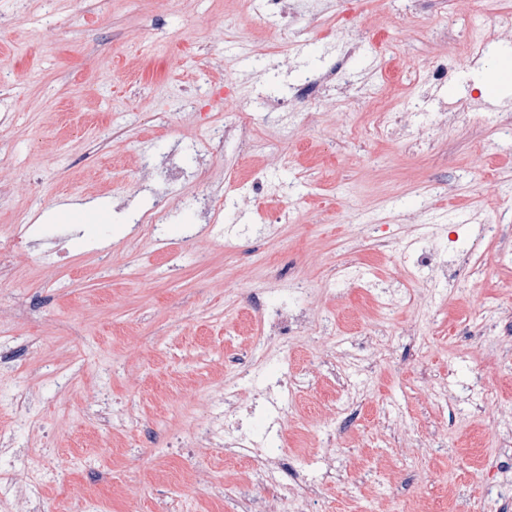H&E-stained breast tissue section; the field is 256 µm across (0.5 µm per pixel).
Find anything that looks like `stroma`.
<instances>
[{"instance_id":"1","label":"stroma","mask_w":512,"mask_h":512,"mask_svg":"<svg viewBox=\"0 0 512 512\" xmlns=\"http://www.w3.org/2000/svg\"><path fill=\"white\" fill-rule=\"evenodd\" d=\"M285 4L0 0V240L59 230L0 248V433L38 449L45 512H271L261 458L191 439L238 358L304 388L282 399L290 503L512 512V89L496 112L477 89L512 57L490 26L512 0ZM338 66L354 96L294 99ZM172 159L186 179L145 171ZM214 183L224 207L198 215ZM425 246L447 276L409 263ZM293 276L305 332L256 349Z\"/></svg>"}]
</instances>
